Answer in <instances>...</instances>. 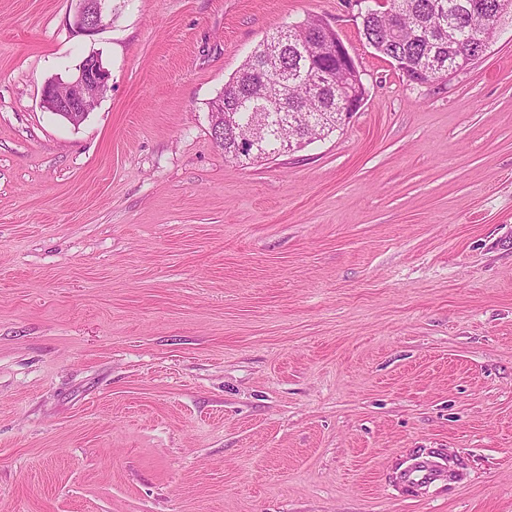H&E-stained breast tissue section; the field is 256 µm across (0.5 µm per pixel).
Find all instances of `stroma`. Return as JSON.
<instances>
[{"instance_id": "1", "label": "stroma", "mask_w": 512, "mask_h": 512, "mask_svg": "<svg viewBox=\"0 0 512 512\" xmlns=\"http://www.w3.org/2000/svg\"><path fill=\"white\" fill-rule=\"evenodd\" d=\"M0 0V512H512V14L421 84L354 0ZM367 96L225 158L210 105L311 17ZM109 89L74 125L48 79ZM439 448L453 481L396 469ZM73 26L77 32L92 35L102 27L106 3L112 0H77ZM67 81L48 80L42 90L44 107L51 112L66 114L80 123L94 103L109 87L110 72L97 56L86 57Z\"/></svg>"}]
</instances>
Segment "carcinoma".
Wrapping results in <instances>:
<instances>
[{"instance_id": "carcinoma-1", "label": "carcinoma", "mask_w": 512, "mask_h": 512, "mask_svg": "<svg viewBox=\"0 0 512 512\" xmlns=\"http://www.w3.org/2000/svg\"><path fill=\"white\" fill-rule=\"evenodd\" d=\"M399 15L400 34L385 38L388 18L371 15L362 22V36L375 44L385 58H400L412 66L428 69L440 63L449 70L461 64L460 57L448 55V42L468 45L479 38V32L470 27V10L476 0H442L445 13L433 14L435 0H393ZM323 20L310 17L300 26L288 31L280 30L262 43L266 66H255L254 57L246 58L240 69L224 83L221 96L234 109L237 129L224 135L220 148L232 160H257L272 154H281L280 142L269 137L256 152L240 148L239 139L254 135L252 112L240 108V102L252 99L266 101L268 120L273 122L284 110L290 112L336 113L339 102L333 92L321 86L322 69L335 67L337 60L330 55L308 56L303 41L306 30H315ZM339 128L333 119L322 128L300 131L307 142L321 139Z\"/></svg>"}]
</instances>
